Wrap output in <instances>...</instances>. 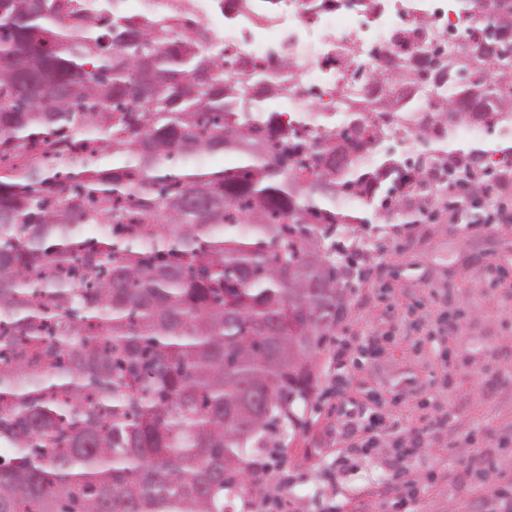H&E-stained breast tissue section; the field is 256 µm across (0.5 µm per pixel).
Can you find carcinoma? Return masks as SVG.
Returning a JSON list of instances; mask_svg holds the SVG:
<instances>
[{
    "label": "carcinoma",
    "instance_id": "cac0c4a2",
    "mask_svg": "<svg viewBox=\"0 0 512 512\" xmlns=\"http://www.w3.org/2000/svg\"><path fill=\"white\" fill-rule=\"evenodd\" d=\"M211 40L179 10L0 0V512H253L252 460L299 424L359 256L339 236L368 220L341 201L388 210L426 179L371 153L378 122L418 111L424 78L445 126L427 145L512 115V0L435 69L381 56L402 93L311 142L259 109L294 77L242 58L244 86ZM491 151L512 157V132L428 157L477 195ZM214 153L237 165L172 171Z\"/></svg>",
    "mask_w": 512,
    "mask_h": 512
}]
</instances>
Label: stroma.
I'll return each instance as SVG.
<instances>
[{"mask_svg":"<svg viewBox=\"0 0 512 512\" xmlns=\"http://www.w3.org/2000/svg\"><path fill=\"white\" fill-rule=\"evenodd\" d=\"M357 241L366 275L344 279L343 314L280 455V493L296 512H402V501L403 512H512L474 492L469 473L479 428L496 460L490 486L512 478V223L472 231L435 210L421 224L375 218ZM340 335L352 346L339 371ZM353 404L386 425L363 453L341 432ZM421 426L418 457L401 460L395 443Z\"/></svg>","mask_w":512,"mask_h":512,"instance_id":"1","label":"stroma"}]
</instances>
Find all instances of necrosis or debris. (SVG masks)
I'll use <instances>...</instances> for the list:
<instances>
[{
    "label": "necrosis or debris",
    "mask_w": 512,
    "mask_h": 512,
    "mask_svg": "<svg viewBox=\"0 0 512 512\" xmlns=\"http://www.w3.org/2000/svg\"><path fill=\"white\" fill-rule=\"evenodd\" d=\"M192 17L217 27L209 45L219 57L265 64L271 54L293 61L304 93L289 98L292 112H336L342 100L368 96L352 70L371 72L380 55L423 57L454 50L461 29L456 0H278L268 16L224 18L222 0H187Z\"/></svg>",
    "instance_id": "obj_1"
}]
</instances>
